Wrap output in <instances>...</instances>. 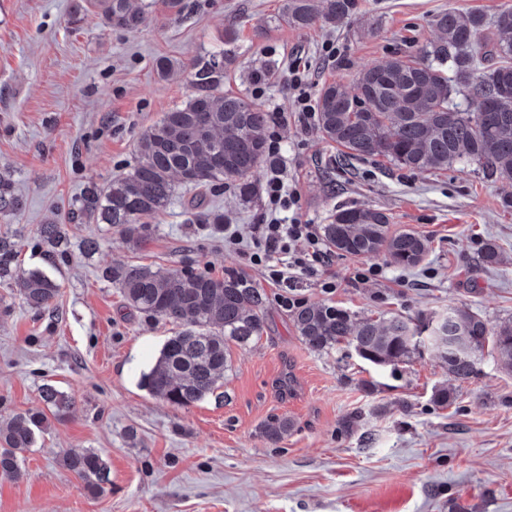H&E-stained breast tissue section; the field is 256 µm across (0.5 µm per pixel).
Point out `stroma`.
Instances as JSON below:
<instances>
[{
	"instance_id": "1",
	"label": "stroma",
	"mask_w": 512,
	"mask_h": 512,
	"mask_svg": "<svg viewBox=\"0 0 512 512\" xmlns=\"http://www.w3.org/2000/svg\"><path fill=\"white\" fill-rule=\"evenodd\" d=\"M76 2L0 0V166L25 204L17 217L0 218V233L13 234L21 268H45L39 225L65 214L88 182L128 172L144 130L194 94L193 61L222 51L231 58L225 91L279 121L281 150L255 171L256 185L284 168L301 223L370 206L389 215L391 230L428 238L430 253L404 270L383 255L331 251L315 274L290 270L281 288L248 260L269 214L265 196L241 201L229 182L207 195L224 214L218 232L186 223L183 204L196 190L184 186L140 249L106 225H72L73 250L52 272L61 285L55 307L32 311L0 288L8 304L0 309V427L39 409L43 384L75 401L26 453L22 479H0V512H512V372L487 356L462 383L430 349L396 369L346 347L314 352L282 303L289 294L373 318L466 307L492 327L512 322V209L500 205L512 183L473 164L421 172L349 158L317 122L295 121L290 88L296 63L312 95L336 80L353 86L368 65L434 40L438 13L491 16L512 0H356L337 30L280 25L282 0H184L178 17L157 5L135 30L107 27L92 13L72 22ZM163 57L177 64L166 78L155 69ZM261 66L269 77L254 79ZM86 237L100 243L90 257L78 249ZM489 240L501 260L485 268ZM131 262L243 274L264 293L262 337L233 348L216 395L177 408L140 387L176 327L129 307L99 276ZM364 271L371 277L362 282ZM441 387L453 397L445 408L433 401ZM282 417L293 428L270 442L262 427ZM73 449L102 456L104 494L63 466Z\"/></svg>"
}]
</instances>
